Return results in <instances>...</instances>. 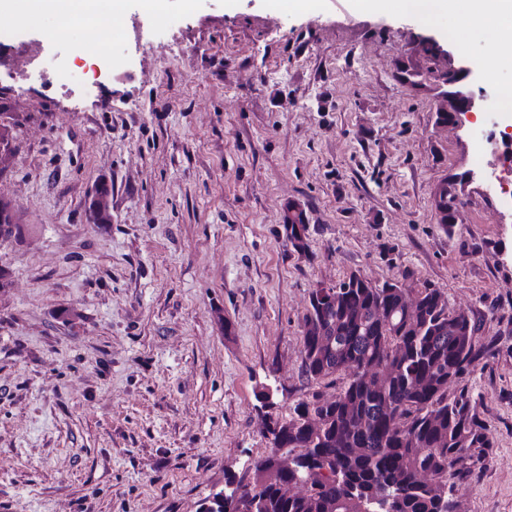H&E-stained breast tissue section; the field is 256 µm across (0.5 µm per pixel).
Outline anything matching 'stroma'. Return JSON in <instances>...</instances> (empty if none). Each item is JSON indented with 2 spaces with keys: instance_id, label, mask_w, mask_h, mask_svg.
<instances>
[{
  "instance_id": "1",
  "label": "stroma",
  "mask_w": 512,
  "mask_h": 512,
  "mask_svg": "<svg viewBox=\"0 0 512 512\" xmlns=\"http://www.w3.org/2000/svg\"><path fill=\"white\" fill-rule=\"evenodd\" d=\"M163 13L165 40L126 10L116 50L137 71L104 104L0 70L23 117L0 179L20 226L0 240V512H198L269 453L267 416L340 391L302 376L303 320L314 288L354 272L432 284L480 324L489 351L448 391L468 392L493 446L455 494L464 512H512V213L462 182L468 126L436 122L449 58L426 60L432 30L355 0ZM411 60L431 63L424 86L401 79ZM101 179L112 221L92 224ZM455 197L448 191V181H444L435 197V207L438 211L439 224H442L446 230L452 231L454 223L452 222L453 213H455ZM291 209H294L295 212L291 218L288 217V239L295 251L306 254L309 250L306 214L299 205L288 204V211Z\"/></svg>"
}]
</instances>
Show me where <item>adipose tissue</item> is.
I'll use <instances>...</instances> for the list:
<instances>
[{
  "label": "adipose tissue",
  "mask_w": 512,
  "mask_h": 512,
  "mask_svg": "<svg viewBox=\"0 0 512 512\" xmlns=\"http://www.w3.org/2000/svg\"><path fill=\"white\" fill-rule=\"evenodd\" d=\"M94 6V0H0V13L25 23L49 15L55 22L78 26L90 23ZM358 6L367 12L411 16L423 27L451 35L460 47L487 36L489 49L479 60L483 70L494 72L512 62V0H358ZM450 15L455 25L444 26Z\"/></svg>",
  "instance_id": "adipose-tissue-1"
}]
</instances>
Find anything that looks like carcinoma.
<instances>
[{"instance_id":"1","label":"carcinoma","mask_w":512,"mask_h":512,"mask_svg":"<svg viewBox=\"0 0 512 512\" xmlns=\"http://www.w3.org/2000/svg\"><path fill=\"white\" fill-rule=\"evenodd\" d=\"M438 223L450 231L455 197L443 182ZM288 239L309 250L298 205ZM480 326L448 307L428 283L365 284L351 274L336 299L309 302L302 331L304 373H338L340 392L296 403L268 426L279 452L227 475L199 504L210 512H462L454 480L473 475L492 443L464 393L448 396L487 352Z\"/></svg>"}]
</instances>
